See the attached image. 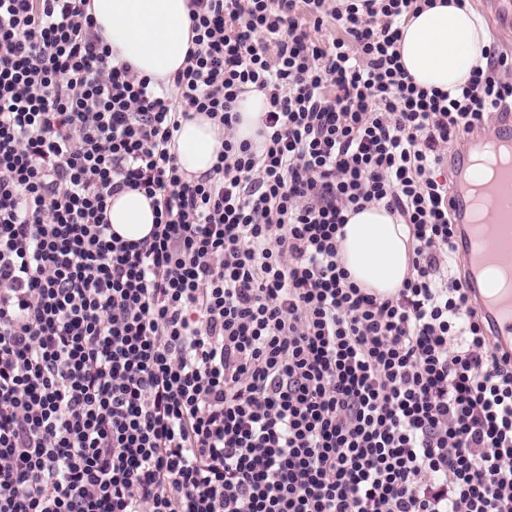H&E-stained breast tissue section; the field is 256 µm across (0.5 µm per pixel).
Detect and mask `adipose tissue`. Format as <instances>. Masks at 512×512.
I'll use <instances>...</instances> for the list:
<instances>
[{"label":"adipose tissue","mask_w":512,"mask_h":512,"mask_svg":"<svg viewBox=\"0 0 512 512\" xmlns=\"http://www.w3.org/2000/svg\"><path fill=\"white\" fill-rule=\"evenodd\" d=\"M189 0H88L87 12L95 31L115 59L130 63L138 74L172 85L184 67L191 44ZM432 8L408 16L402 26L399 50L413 81L426 89L457 95L474 69L484 65L493 42L488 21L460 0H435ZM266 99L252 90L236 104L238 139L261 147ZM222 149L213 120L205 114L182 120L175 138L180 168L200 176L209 172ZM113 232L137 241L149 235L155 222L144 194L127 191L108 201ZM411 239L402 218L384 205L371 204L348 216L340 258L351 281L379 295L394 294L409 273Z\"/></svg>","instance_id":"1"}]
</instances>
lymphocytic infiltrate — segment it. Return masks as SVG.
<instances>
[{"instance_id":"lymphocytic-infiltrate-1","label":"lymphocytic infiltrate","mask_w":512,"mask_h":512,"mask_svg":"<svg viewBox=\"0 0 512 512\" xmlns=\"http://www.w3.org/2000/svg\"><path fill=\"white\" fill-rule=\"evenodd\" d=\"M430 2L190 0L169 88L86 0H0V512H512V362L450 271L443 173L512 56L417 86L400 25ZM192 112L224 140L198 178ZM126 189L156 214L138 241L107 218ZM371 203L412 240L386 298L339 260ZM266 108V99L263 93L250 89L242 94L236 103V112L240 115V121L236 125V135L239 140L250 141L254 151L259 152L263 139L258 136L261 129L263 115ZM192 113V119H179L181 128L175 134V153L180 168L197 178L211 170L222 149V139L213 120L203 113Z\"/></svg>"}]
</instances>
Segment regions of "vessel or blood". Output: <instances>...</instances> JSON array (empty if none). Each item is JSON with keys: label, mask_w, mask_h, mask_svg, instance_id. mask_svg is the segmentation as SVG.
I'll use <instances>...</instances> for the list:
<instances>
[{"label": "vessel or blood", "mask_w": 512, "mask_h": 512, "mask_svg": "<svg viewBox=\"0 0 512 512\" xmlns=\"http://www.w3.org/2000/svg\"><path fill=\"white\" fill-rule=\"evenodd\" d=\"M480 140L512 141V113L505 112L486 130ZM454 222L456 224L454 247L470 278L473 306L481 319L489 324L497 339L500 356L512 358V289L491 295L482 280L472 277L476 261H497L503 271L512 272V171L504 172L493 192L483 226L486 242L482 256H475L471 243L470 200L468 193L454 195Z\"/></svg>", "instance_id": "obj_1"}]
</instances>
